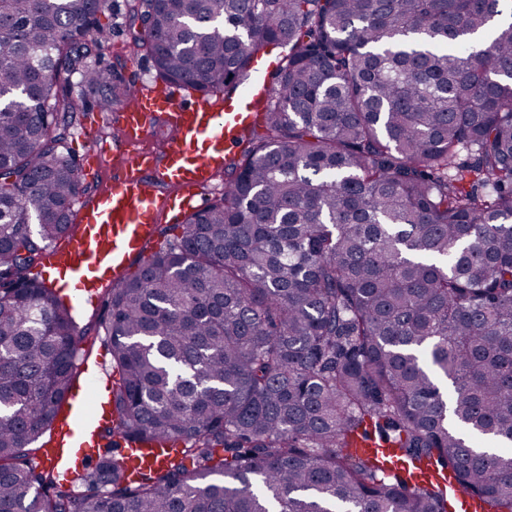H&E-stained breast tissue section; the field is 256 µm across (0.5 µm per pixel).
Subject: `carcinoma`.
<instances>
[{"label":"carcinoma","mask_w":512,"mask_h":512,"mask_svg":"<svg viewBox=\"0 0 512 512\" xmlns=\"http://www.w3.org/2000/svg\"><path fill=\"white\" fill-rule=\"evenodd\" d=\"M125 8L166 85L280 59L224 191L105 292L112 456L66 484L36 452L88 329L34 271L131 87L110 0H0V512H512V0Z\"/></svg>","instance_id":"obj_1"}]
</instances>
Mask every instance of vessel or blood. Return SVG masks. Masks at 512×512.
Returning a JSON list of instances; mask_svg holds the SVG:
<instances>
[{"label":"vessel or blood","mask_w":512,"mask_h":512,"mask_svg":"<svg viewBox=\"0 0 512 512\" xmlns=\"http://www.w3.org/2000/svg\"><path fill=\"white\" fill-rule=\"evenodd\" d=\"M266 90L261 76L237 99L215 103L186 100L174 87L136 89L119 115L118 147L135 146L157 122L172 128L175 137L163 156L130 157L107 191L83 202L65 242L46 251L48 283L68 290L76 308L95 305L127 273L130 261L143 255L159 213L185 215L200 208L201 190L236 150L240 129L257 121L254 104ZM70 406L68 423L50 432L52 447L66 450L57 460L62 468L90 455L94 426L113 423L108 409L86 415L80 393H73Z\"/></svg>","instance_id":"1"}]
</instances>
